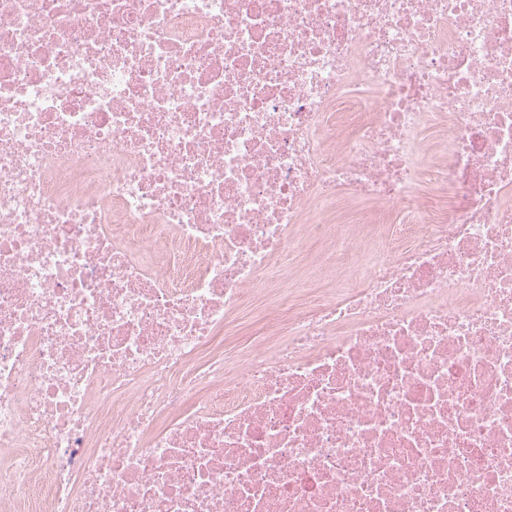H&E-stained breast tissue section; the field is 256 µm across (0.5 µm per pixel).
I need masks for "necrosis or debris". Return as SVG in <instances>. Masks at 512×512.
<instances>
[{"instance_id":"necrosis-or-debris-1","label":"necrosis or debris","mask_w":512,"mask_h":512,"mask_svg":"<svg viewBox=\"0 0 512 512\" xmlns=\"http://www.w3.org/2000/svg\"><path fill=\"white\" fill-rule=\"evenodd\" d=\"M0 512H512V0H0ZM260 312L248 307L235 315L230 326L224 329V346L227 348L243 343L258 328Z\"/></svg>"}]
</instances>
